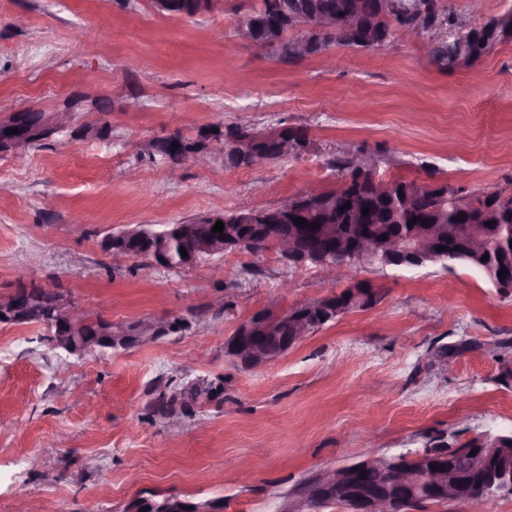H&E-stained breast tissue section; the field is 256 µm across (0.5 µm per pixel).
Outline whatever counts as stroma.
Here are the masks:
<instances>
[{"label":"stroma","mask_w":512,"mask_h":512,"mask_svg":"<svg viewBox=\"0 0 512 512\" xmlns=\"http://www.w3.org/2000/svg\"><path fill=\"white\" fill-rule=\"evenodd\" d=\"M261 0H212L191 17L147 0H0V116L53 111L73 96L108 108L109 139L57 136L26 164L0 157V294L16 273L57 281L81 314L115 323L183 315L191 330L78 359L36 325L0 324V512H125L137 497L218 498L224 512H279L320 469L460 445L512 431V294L477 270L355 267L330 284L272 250L230 252L190 269L112 270L101 242L130 224L164 225L273 207L307 189H340L328 162L378 153L388 178L512 189V44L448 72L429 36L396 33L373 52L283 64L232 35ZM302 126L304 158L169 179L142 153L171 131L212 124ZM136 177H129V169ZM81 223H73V215ZM223 278H214L213 265ZM354 284L355 308L273 365L244 370L224 339L276 300L278 312ZM459 346L452 372L437 347ZM200 390L179 429L162 393Z\"/></svg>","instance_id":"obj_1"}]
</instances>
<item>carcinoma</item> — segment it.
Wrapping results in <instances>:
<instances>
[{
	"instance_id": "carcinoma-1",
	"label": "carcinoma",
	"mask_w": 512,
	"mask_h": 512,
	"mask_svg": "<svg viewBox=\"0 0 512 512\" xmlns=\"http://www.w3.org/2000/svg\"><path fill=\"white\" fill-rule=\"evenodd\" d=\"M279 0H261L259 8L240 18L233 27V36L246 34L247 41L260 47L268 58L282 63H298L312 57H320L332 47H345L359 51H375L394 38L400 27H408L414 20L412 9L417 7L422 15V32L433 36L430 56L433 63L442 70L455 71L460 66L471 69L489 55V51L504 43L512 42V8L481 21H465L446 9L441 0H291L292 12L302 16L327 14L333 18V26L321 34H310L304 29L292 27L288 14L278 7ZM356 6L357 28L351 30L343 24L350 6ZM203 9L196 0H167L164 14L173 17H191ZM309 39L306 53L298 55L294 44ZM42 112H17L0 122V129L30 127L43 122ZM232 137L224 145L238 144L243 153L224 156V167L245 169L249 167L246 154L260 151L266 163L288 158H298L310 151L311 140L302 127H273L258 130L251 124L236 122L224 127H204L198 138ZM293 141L300 150L284 153L281 143ZM189 147L194 140L179 133L158 136L145 147L144 155L150 160H159L170 166L179 163L180 154L172 143ZM390 192L380 195L375 183L365 181L357 185L354 197L347 199L343 192L321 191L305 206L306 223H319L315 232L302 239L303 248L314 254H326L336 247V241L352 236L359 230L380 239V235L393 236L408 229V221L427 223L437 227L439 237L446 249L434 251L423 257L422 264L439 265L452 269L457 265L478 269L487 281L498 291H506L504 280L498 277L500 270L512 275V247H503L504 239L512 240V194L503 199L487 202L481 198L482 189L467 190L447 183L433 182L429 185L418 181L385 180ZM350 207H345V204ZM369 214H362L364 207ZM344 211H339V208ZM225 235L244 242L242 251L256 254L263 248L254 245L258 228L264 224H276L283 231H290V223L283 221L279 207H255L233 210L223 214ZM482 225V231L474 234L468 227V220ZM213 225L203 219L169 224L161 231L144 225H129L115 234L130 247L141 260V266H149L153 258V246L163 238L178 241L185 237L186 230L196 240H208L214 236ZM487 260H482L483 256ZM24 295L37 303L39 313L28 323L50 330L55 320V309L59 298L56 288H45L36 282L20 286ZM359 306L374 302L375 294L369 288L355 285L339 293H333L315 301L317 308L307 322V333L313 335L328 322L347 311L351 300ZM165 405L163 413L175 416L189 408L186 397L175 395L161 400ZM464 451L449 453L446 461V475L452 486L453 501L468 503L472 493L481 485L484 476L503 468L512 458V446L497 447L494 438L482 442L474 439L462 445ZM476 448H493L495 452L484 456L478 465L472 464L470 451Z\"/></svg>"
}]
</instances>
